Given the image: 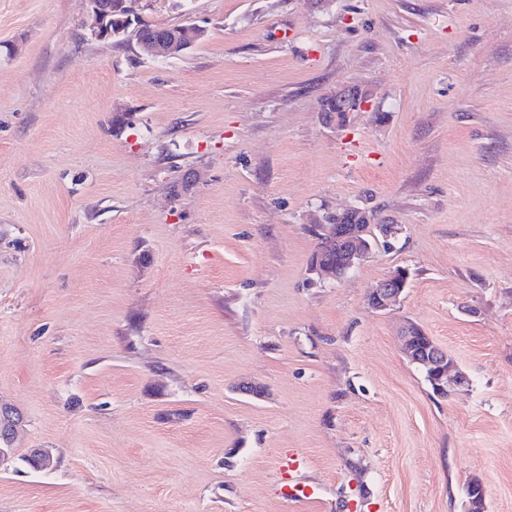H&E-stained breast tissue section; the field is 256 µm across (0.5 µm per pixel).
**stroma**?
Here are the masks:
<instances>
[{
	"mask_svg": "<svg viewBox=\"0 0 512 512\" xmlns=\"http://www.w3.org/2000/svg\"><path fill=\"white\" fill-rule=\"evenodd\" d=\"M128 3L207 35L159 61L86 0H0V512H464L473 478L512 512V0ZM356 206L399 235L317 280ZM354 97L361 109L369 102V94L367 91L358 89V94H356L355 89H341L322 102L321 112L329 111V106H332V112H336L337 117H342L346 112H351L354 106ZM405 284L400 271L396 270L379 281L368 293V305L376 312L391 310L404 292ZM402 346L405 356L411 363L429 370L439 393L444 394L448 385L461 387L469 384L466 374L456 367L448 353L418 325L408 323L404 327ZM306 462L303 456L295 451H289L278 465L280 490L283 496L293 501L313 499L315 489L303 479Z\"/></svg>",
	"mask_w": 512,
	"mask_h": 512,
	"instance_id": "stroma-1",
	"label": "stroma"
}]
</instances>
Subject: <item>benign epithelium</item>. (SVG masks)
<instances>
[{"label": "benign epithelium", "mask_w": 512, "mask_h": 512, "mask_svg": "<svg viewBox=\"0 0 512 512\" xmlns=\"http://www.w3.org/2000/svg\"><path fill=\"white\" fill-rule=\"evenodd\" d=\"M93 19L92 35L101 41L110 38L105 29V20L112 15V8L126 7L127 0H87ZM204 29L194 24L185 27L182 38L171 39L160 35L157 41L148 46V51L154 55L174 56L195 45L202 37ZM369 94L366 91L341 89L336 94L326 98L321 105V111L333 109L336 116H342L351 111L353 102L359 107L368 103ZM371 251V242L365 237V232L359 224H334L328 231V238L323 241L317 251L311 273L320 280H337L351 269L357 260ZM405 284L400 271L396 270L379 281L368 293V305L376 312H386L392 309L404 292ZM403 352L407 359L418 366L426 367L439 393L447 391L448 386L457 387L469 384L464 372L459 370L453 359L429 336L414 323L404 327L402 333Z\"/></svg>", "instance_id": "7a95c632"}]
</instances>
